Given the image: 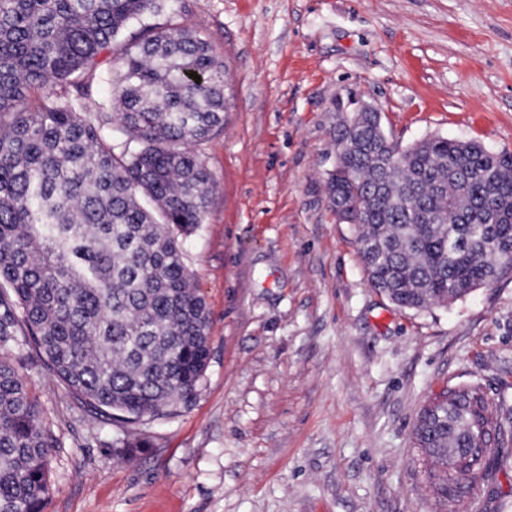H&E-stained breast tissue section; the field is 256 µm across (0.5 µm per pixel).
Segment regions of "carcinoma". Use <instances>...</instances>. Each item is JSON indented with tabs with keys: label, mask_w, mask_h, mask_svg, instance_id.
<instances>
[{
	"label": "carcinoma",
	"mask_w": 512,
	"mask_h": 512,
	"mask_svg": "<svg viewBox=\"0 0 512 512\" xmlns=\"http://www.w3.org/2000/svg\"><path fill=\"white\" fill-rule=\"evenodd\" d=\"M164 2L0 0V512H45L58 446L14 347L124 423L177 414L208 365L209 313L184 243L210 204L191 146L224 129V63L188 26H145L104 61ZM334 141L331 206L391 303L446 304L512 269V154L443 136L398 154L369 118L335 127ZM498 434L475 383L428 405L414 443L436 494L455 503L484 479L480 439Z\"/></svg>",
	"instance_id": "carcinoma-1"
}]
</instances>
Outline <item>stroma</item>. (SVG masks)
I'll use <instances>...</instances> for the list:
<instances>
[{"label": "stroma", "instance_id": "stroma-1", "mask_svg": "<svg viewBox=\"0 0 512 512\" xmlns=\"http://www.w3.org/2000/svg\"><path fill=\"white\" fill-rule=\"evenodd\" d=\"M227 72L215 185L184 260L210 360L177 415L124 426L27 347L12 363L59 446L45 512H435L413 428L443 388L480 384L507 440L453 512H512V270L442 306L372 288L330 208L331 106L377 107L400 148L439 135L512 153V0H171ZM145 438L128 458L114 444Z\"/></svg>", "mask_w": 512, "mask_h": 512}]
</instances>
